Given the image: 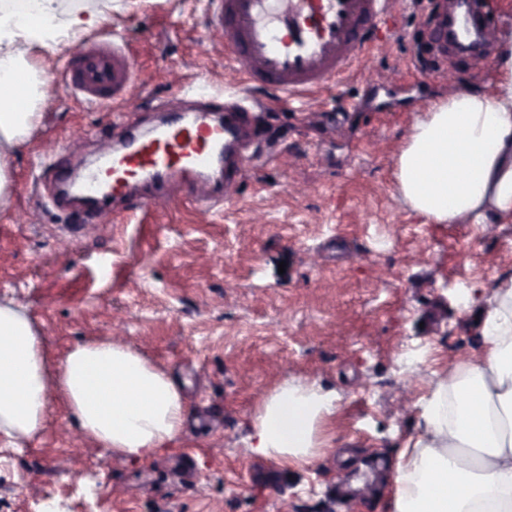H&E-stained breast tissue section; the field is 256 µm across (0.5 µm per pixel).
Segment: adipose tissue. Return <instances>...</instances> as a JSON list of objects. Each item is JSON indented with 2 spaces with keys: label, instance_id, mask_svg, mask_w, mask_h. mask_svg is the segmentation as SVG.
<instances>
[{
  "label": "adipose tissue",
  "instance_id": "obj_1",
  "mask_svg": "<svg viewBox=\"0 0 512 512\" xmlns=\"http://www.w3.org/2000/svg\"><path fill=\"white\" fill-rule=\"evenodd\" d=\"M62 0H0V206L9 197V158L40 118L48 88L30 64L33 48L57 50ZM501 79L434 102L418 115L396 159L398 189L434 224L480 225L512 213V35L498 44ZM480 311L478 342L420 398L416 432L385 478L386 512H512V278ZM62 399L81 435L128 459L145 460L183 433L188 406L175 378L112 340L74 345L49 371L44 340L25 308L0 301V433L28 441ZM334 394L284 384L262 397L251 421V455L305 468L324 453L321 430Z\"/></svg>",
  "mask_w": 512,
  "mask_h": 512
}]
</instances>
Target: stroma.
<instances>
[{"mask_svg":"<svg viewBox=\"0 0 512 512\" xmlns=\"http://www.w3.org/2000/svg\"><path fill=\"white\" fill-rule=\"evenodd\" d=\"M445 0H400L350 79L261 115L257 151L216 209L178 199L147 211L150 183L98 208L57 196L125 133L191 112L217 91L253 100L213 45L212 0H82L94 25L65 54L37 48L50 80L100 41L136 72L98 107L57 88L10 165L0 211V300L21 304L51 362L118 338L176 378L190 416L172 448L120 458L83 438L58 400L23 447L0 436V512H351L336 485L376 455L390 467L416 426L397 397L423 395L475 342L472 290L512 276V214L430 224L400 196L394 163L418 113L498 77L496 60L436 42ZM335 393L325 457L285 470L248 451L259 400L284 382Z\"/></svg>","mask_w":512,"mask_h":512,"instance_id":"stroma-1","label":"stroma"}]
</instances>
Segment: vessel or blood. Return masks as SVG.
I'll return each mask as SVG.
<instances>
[{"mask_svg":"<svg viewBox=\"0 0 512 512\" xmlns=\"http://www.w3.org/2000/svg\"><path fill=\"white\" fill-rule=\"evenodd\" d=\"M213 27L245 82L275 90L292 102L325 89L352 73L371 51L369 32L383 22L396 0H215ZM450 32L456 39L480 35L490 42L491 24L465 12L454 16ZM131 70L120 49L86 56L80 64L78 93L87 104H100L99 92L121 96ZM243 101L208 103L193 122L166 125L150 136L129 135L112 157L108 173L85 177L88 194L103 199L123 196L132 180L167 185L181 180L195 203L227 202L202 184L216 159L224 161V183L246 171L250 160L239 143L246 113Z\"/></svg>","mask_w":512,"mask_h":512,"instance_id":"vessel-or-blood-1","label":"vessel or blood"}]
</instances>
